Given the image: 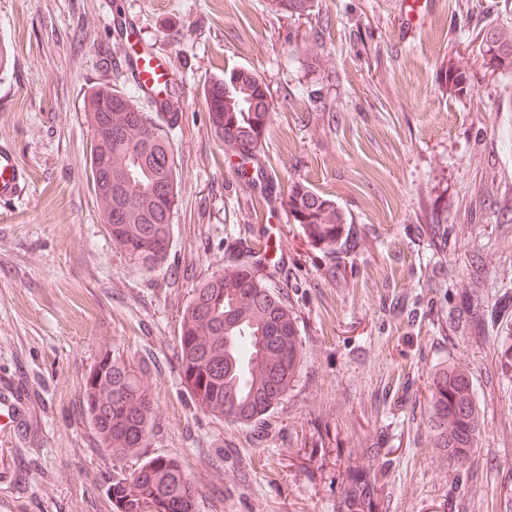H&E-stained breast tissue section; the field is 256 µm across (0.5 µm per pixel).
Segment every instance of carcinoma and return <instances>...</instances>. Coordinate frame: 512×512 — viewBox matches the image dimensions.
<instances>
[{
    "label": "carcinoma",
    "mask_w": 512,
    "mask_h": 512,
    "mask_svg": "<svg viewBox=\"0 0 512 512\" xmlns=\"http://www.w3.org/2000/svg\"><path fill=\"white\" fill-rule=\"evenodd\" d=\"M270 11L293 20L319 14V0H269ZM481 67L512 71V28L491 23L474 26ZM451 95L474 87V75L453 63L444 70ZM269 88L250 68H236L208 80L203 98L209 128L224 154L239 159L243 172L255 162L269 130L272 100ZM112 103V138L91 139L90 169L95 162L127 168L133 180L112 199L96 197L101 212L123 215L108 232L129 260L150 270L167 255L170 208L177 206V165L170 131L181 100L174 86L150 100L118 87L100 86L84 101L88 124L99 102ZM171 184L168 195L156 193L159 183ZM288 216L312 244L334 253L348 235L347 214L333 199L303 181L294 182L286 201ZM262 241L245 250V259L199 283L186 305L177 342L179 377L192 405L218 419L239 423L261 420L285 396L301 367L303 350L294 314L258 275L249 258ZM512 309L504 297L490 318L474 321L464 314L451 318L465 327L497 323ZM141 362L125 360L105 349L82 378L83 404L99 446L121 459L142 447L154 420V398L144 383ZM428 427L432 447L462 460L476 446L480 431L477 392L467 373L452 364L436 371L428 387ZM196 484L176 459L154 456L130 477L112 478L113 512H195Z\"/></svg>",
    "instance_id": "obj_1"
}]
</instances>
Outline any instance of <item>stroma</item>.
I'll use <instances>...</instances> for the list:
<instances>
[{"label": "stroma", "mask_w": 512, "mask_h": 512, "mask_svg": "<svg viewBox=\"0 0 512 512\" xmlns=\"http://www.w3.org/2000/svg\"><path fill=\"white\" fill-rule=\"evenodd\" d=\"M322 10L330 24L318 32L268 0H0V144L27 172L20 196L0 204V399L27 416L0 429V472H16L0 484V512H112L113 475L158 455L184 462L195 512H512L501 330H448L473 265L477 312L512 288V75L485 71L468 36L480 21L512 23V0H439L412 31L401 0ZM130 22L182 91L172 243L151 270L107 231L82 112L98 86L131 89ZM314 42L317 63L305 52ZM450 61L475 73L473 93L448 94ZM232 67L272 91L252 189L203 103L204 82ZM319 100L335 111H316ZM299 179L346 212L353 253L329 256L289 223ZM490 179L498 192L479 202L473 187ZM270 231L282 264L261 273L297 318L302 366L260 423L220 420L180 382L181 317L201 280ZM106 348L142 362L155 401L151 432L123 459L99 448L82 405V376ZM449 363L466 369L483 414L466 464L432 448L426 426L428 382Z\"/></svg>", "instance_id": "1"}]
</instances>
